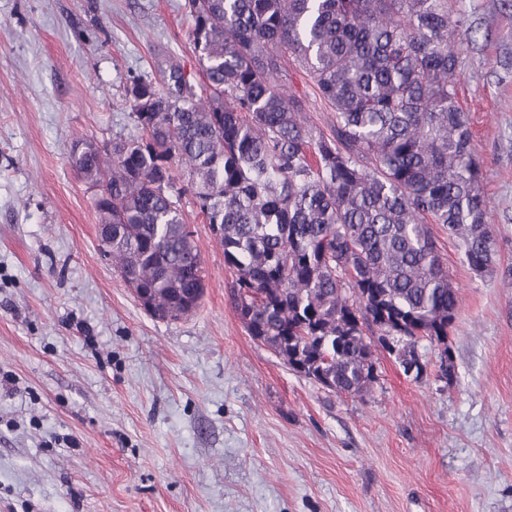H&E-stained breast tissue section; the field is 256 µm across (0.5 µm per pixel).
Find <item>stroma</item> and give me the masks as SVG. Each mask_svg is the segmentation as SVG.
<instances>
[{
	"mask_svg": "<svg viewBox=\"0 0 512 512\" xmlns=\"http://www.w3.org/2000/svg\"><path fill=\"white\" fill-rule=\"evenodd\" d=\"M185 0H0V512H512V0H453L458 98L498 264L434 226L460 295L452 377L377 349L367 401L321 389L247 334L191 195L198 310L159 320L98 248L76 140L135 133L125 87L177 61L199 82ZM277 84L328 131L308 72Z\"/></svg>",
	"mask_w": 512,
	"mask_h": 512,
	"instance_id": "obj_1",
	"label": "stroma"
}]
</instances>
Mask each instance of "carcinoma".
Listing matches in <instances>:
<instances>
[{"label":"carcinoma","instance_id":"obj_1","mask_svg":"<svg viewBox=\"0 0 512 512\" xmlns=\"http://www.w3.org/2000/svg\"><path fill=\"white\" fill-rule=\"evenodd\" d=\"M449 0H185L203 85L171 61L126 99L138 132L102 150L74 145L91 185L99 250L142 289L151 316L199 306L203 262L174 163L235 275L248 335L320 388L361 400L378 382L372 336H398L396 359L426 339L448 375L458 291L436 246L448 230L475 274L496 245L457 99L462 19ZM334 109L330 134L275 78L288 60Z\"/></svg>","mask_w":512,"mask_h":512}]
</instances>
